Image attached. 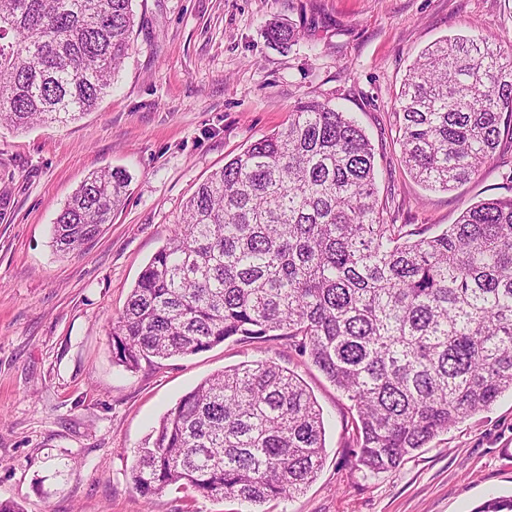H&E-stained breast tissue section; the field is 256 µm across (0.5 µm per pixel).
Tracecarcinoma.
<instances>
[{
	"label": "carcinoma",
	"instance_id": "cac0c4a2",
	"mask_svg": "<svg viewBox=\"0 0 512 512\" xmlns=\"http://www.w3.org/2000/svg\"><path fill=\"white\" fill-rule=\"evenodd\" d=\"M132 0H0V122L64 124L93 111L132 50ZM269 37L295 40L293 27ZM401 162L451 191L512 134V49L446 38L400 92ZM131 175L93 172L53 225L58 251L96 237ZM281 331L352 402L354 467L376 477L512 392V196L487 199L425 237L390 224L372 145L328 101L251 143L186 201L177 231L112 323L117 363L194 355ZM324 457L319 406L268 360L186 394L135 454L147 501L165 489L249 505L290 499Z\"/></svg>",
	"mask_w": 512,
	"mask_h": 512
}]
</instances>
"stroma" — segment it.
Here are the masks:
<instances>
[{"mask_svg": "<svg viewBox=\"0 0 512 512\" xmlns=\"http://www.w3.org/2000/svg\"><path fill=\"white\" fill-rule=\"evenodd\" d=\"M133 50L98 108L66 124H0V501L23 512H241L175 489L146 503L130 471L161 419L224 368L266 359L323 411L325 457L303 494L261 512H474L512 496V393L374 478L353 467L350 402L280 336L184 357L114 358L109 325L215 169L283 129L299 100L350 113L375 149L378 196L396 224L435 235L479 201L512 194V137L451 191L400 161L395 107L428 46L454 35L512 46V0H133ZM274 19L297 42L272 41ZM127 170L125 205L77 254L52 226L89 174Z\"/></svg>", "mask_w": 512, "mask_h": 512, "instance_id": "35a3bbf8", "label": "stroma"}]
</instances>
